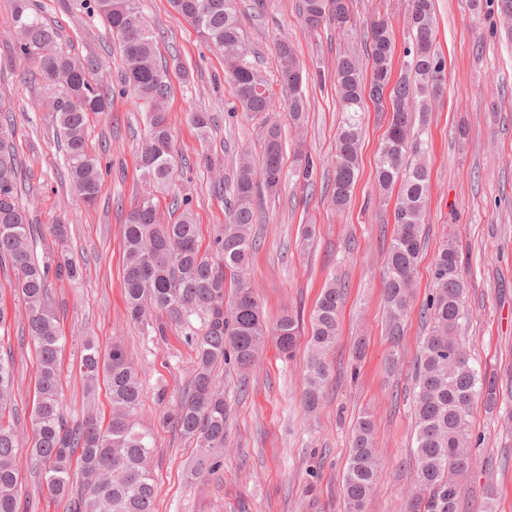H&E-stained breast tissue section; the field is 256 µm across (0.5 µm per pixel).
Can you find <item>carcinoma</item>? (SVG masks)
Wrapping results in <instances>:
<instances>
[{"mask_svg":"<svg viewBox=\"0 0 512 512\" xmlns=\"http://www.w3.org/2000/svg\"><path fill=\"white\" fill-rule=\"evenodd\" d=\"M170 2L208 46L223 54L224 82L231 85L240 109L252 116L269 112L271 91L252 60L236 0ZM407 6L411 35L404 48L406 72L396 83H391L395 39L384 16H375L365 33L372 81L364 80L354 54L344 51L336 57L342 120L336 131L330 186L332 204L345 209L359 173L365 98H380L391 87V117L378 148L375 180L384 193L399 187L383 282L388 334L395 346L400 344L410 307L428 202V169L406 160L427 149L423 129L414 128L412 109L425 114L428 101L443 92L445 79V60L434 50L432 0H407ZM89 9L104 19L117 41L123 61L122 92L132 95L147 114L140 147L144 188L130 205L123 227L126 317L154 337L166 335L167 329L165 322L153 317L156 312L186 326L190 317L200 318L202 332L185 331V341L195 351V365L188 390L171 418L181 434L199 447L219 449L224 447L227 409L224 393L215 384L216 369L232 363L241 374L248 373L271 340L289 359L297 349L299 317L285 313L268 323L247 276L256 246L252 228L257 185L275 192L283 180L282 130L276 122L267 123L261 164L247 150L235 158L224 198L227 222L214 239L212 252L201 251L189 198H173L172 205L181 211L174 223L163 224L158 215L159 196L169 193L177 164L165 111L171 85L168 65L157 61L154 32L140 0H89ZM301 16L309 31L327 21L342 32L354 26L350 0H302ZM13 19V60L37 66L44 91L42 106L51 112L69 183L79 201L92 204L103 169L102 160L88 144V123L90 115L107 112L112 105V87L100 79L103 62L95 55L77 57L64 51L57 29L36 11L32 0H15ZM276 55L281 84L288 88V120L298 133L307 119L302 68L288 39L277 43ZM15 135L12 113L0 107V264L7 262L12 268L13 288L21 297L28 336L36 345L40 365L31 467L41 472L51 497L67 500L66 512H153L158 489L149 468L152 445L137 419L141 384L122 344L114 343L103 353L92 338L83 341L84 386L91 394L100 383L107 385L112 403L108 423L101 424L89 409L80 423L71 425L61 409L59 354L64 336L47 284L51 278L75 279L80 268L65 249L66 226L34 224L19 204L21 172ZM432 278L434 292L425 310L429 332L421 343L413 379L416 485L405 512H460L463 479L473 467L471 407L481 395L493 398L495 387L470 364L457 336L465 316L464 284L453 246L446 245L438 253ZM342 297V288L328 284L310 315L301 396L310 414L319 410L328 382L327 355L336 341ZM14 411L13 358L0 354V512H20L17 461L22 448ZM74 460L76 474L72 473ZM220 465L219 457L203 454L194 473L203 476ZM377 470L374 425L363 415L354 426L343 478L345 512H365Z\"/></svg>","mask_w":512,"mask_h":512,"instance_id":"carcinoma-1","label":"carcinoma"}]
</instances>
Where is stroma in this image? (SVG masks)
<instances>
[{
  "label": "stroma",
  "mask_w": 512,
  "mask_h": 512,
  "mask_svg": "<svg viewBox=\"0 0 512 512\" xmlns=\"http://www.w3.org/2000/svg\"><path fill=\"white\" fill-rule=\"evenodd\" d=\"M58 25L63 45L76 55L94 53L106 63L114 92L112 109L93 115L89 141L105 166L95 205L78 204L63 169V155L48 112L39 104L35 68L11 64L12 0H0V100L16 121L22 163L21 204L37 224L68 228V249L82 269L77 280H53L48 288L65 337L61 357V402L70 423L86 413L79 361L84 337L100 349L123 342L142 386L140 423L153 437L150 467L158 487L155 512H343L342 482L351 432L360 414L376 425L379 468L366 512H404L412 482L414 421L412 372L426 334L421 309L432 290L435 258L443 244L460 253L469 316L461 338L471 363L494 378L496 404L476 400L471 409L474 464L466 479L461 512H482L487 489L497 495L498 512H512V36L506 35L495 0L472 9L470 0H434L437 49L446 62V89L428 115L430 170L422 249L411 290L400 348L387 339L382 283L395 200L382 197L374 171L389 115L364 107L360 173L349 208L336 210L325 192L332 177L335 134L341 120L334 66L344 48L366 53L364 27L376 13L388 15L397 48L406 42V0H351L356 28L339 34L332 25L303 29L301 0H238L246 38L272 91L268 117L236 110L224 82V59L208 49L197 32L171 8L169 0H141L156 35L157 55L171 67L166 103L179 167L172 191L189 197L203 246H210L225 222L223 185L242 150L259 154L265 120L278 122L285 136L284 176L278 194L255 197L257 245L249 277L267 321L289 311L300 317L301 344L293 360L267 345L260 365L241 377L233 365L215 382L227 406L223 465L206 479L192 468L201 450L162 415L181 401L192 375L194 351L184 328L169 325L165 338L144 335L124 318L123 225L141 186L139 147L144 115L121 92L123 62L87 0H33ZM295 45L303 64L309 103L305 149L316 167L312 184L294 174L295 140L284 110L286 92L278 78L275 45ZM370 68V61L362 63ZM194 110L211 113L213 124L200 137L189 123ZM209 154L214 167L204 165ZM313 225L311 248L301 249L303 225ZM0 266V304L8 320L0 328V350L12 353L16 393L14 424L25 441L34 439L33 408L39 361L24 329L22 304ZM345 286L339 333L328 354L330 376L323 406L308 416L301 403L302 364L307 354L310 314L326 284ZM366 348L352 358L357 339ZM359 374H352V363ZM21 512H66L50 498L44 479L27 456H20Z\"/></svg>",
  "instance_id": "stroma-1"
}]
</instances>
